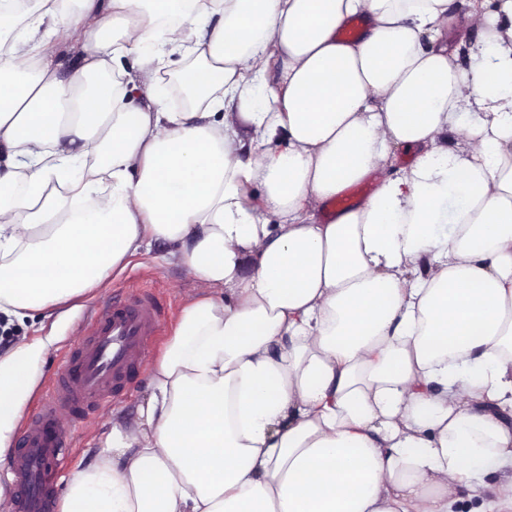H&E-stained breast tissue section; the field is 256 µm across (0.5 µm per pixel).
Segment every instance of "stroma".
<instances>
[{
    "instance_id": "1",
    "label": "stroma",
    "mask_w": 512,
    "mask_h": 512,
    "mask_svg": "<svg viewBox=\"0 0 512 512\" xmlns=\"http://www.w3.org/2000/svg\"><path fill=\"white\" fill-rule=\"evenodd\" d=\"M168 249L161 240L152 241L149 248L129 258L123 270L117 271L100 288L63 304L43 325L13 323L10 338L21 336H50L54 343L39 371V387L47 389L57 380L68 349L81 339L82 320L90 304L101 303L121 294L135 285L153 290L165 305V325L154 341L150 354L158 356L169 342L186 302L199 291L196 280L188 276L183 267L165 263L163 256ZM148 370H141L125 395L115 400L101 412L86 415L71 426L68 441L72 451L60 463L56 472V494H63L71 473L92 462L96 455L97 441L102 431L108 430L116 418H134L138 406L147 397Z\"/></svg>"
}]
</instances>
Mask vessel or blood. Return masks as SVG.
Returning a JSON list of instances; mask_svg holds the SVG:
<instances>
[{
	"label": "vessel or blood",
	"mask_w": 512,
	"mask_h": 512,
	"mask_svg": "<svg viewBox=\"0 0 512 512\" xmlns=\"http://www.w3.org/2000/svg\"><path fill=\"white\" fill-rule=\"evenodd\" d=\"M161 315L158 299L139 288L90 311L83 342L66 358L56 386L42 395L38 409L25 420L14 461V512H55L53 478L68 450L62 414L76 421L109 407L143 367Z\"/></svg>",
	"instance_id": "vessel-or-blood-1"
}]
</instances>
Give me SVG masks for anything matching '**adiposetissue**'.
I'll return each mask as SVG.
<instances>
[{
    "instance_id": "adipose-tissue-1",
    "label": "adipose tissue",
    "mask_w": 512,
    "mask_h": 512,
    "mask_svg": "<svg viewBox=\"0 0 512 512\" xmlns=\"http://www.w3.org/2000/svg\"><path fill=\"white\" fill-rule=\"evenodd\" d=\"M12 2L0 314L154 240L203 288L61 512H512V0ZM51 345L0 354V463Z\"/></svg>"
}]
</instances>
